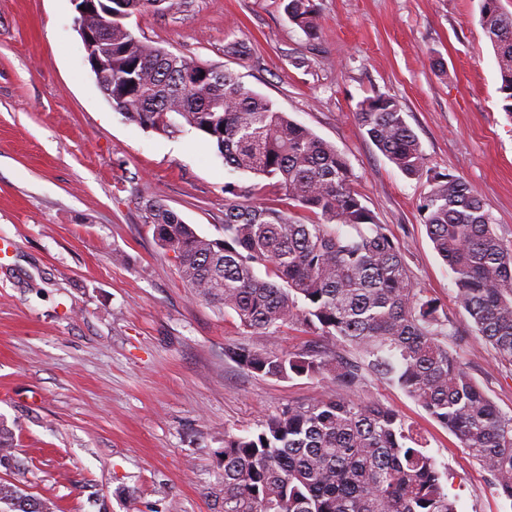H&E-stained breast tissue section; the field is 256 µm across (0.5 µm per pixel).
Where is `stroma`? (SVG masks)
Wrapping results in <instances>:
<instances>
[{
	"instance_id": "35a3bbf8",
	"label": "stroma",
	"mask_w": 512,
	"mask_h": 512,
	"mask_svg": "<svg viewBox=\"0 0 512 512\" xmlns=\"http://www.w3.org/2000/svg\"><path fill=\"white\" fill-rule=\"evenodd\" d=\"M307 41L284 0H184L147 10L132 31L175 54L235 72L349 162L362 203L393 234L414 281L438 299L448 346L512 414V367L471 335L420 205L426 180L403 175L367 137L357 104L395 98L432 171L462 177L512 245V118L479 0H315ZM72 0H0V422L14 459L0 483L50 512H220L224 435L255 430L329 382L254 376L237 343L292 353L334 340L299 325L251 334L196 298L153 237L144 201L160 197L200 235L219 237L235 185L256 203L280 193L232 170L195 132L163 135L113 110L85 60ZM245 43L244 56L226 52ZM358 398L398 411L449 473L459 512H512L458 439L374 375Z\"/></svg>"
}]
</instances>
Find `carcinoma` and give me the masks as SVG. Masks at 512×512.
<instances>
[{"instance_id":"cac0c4a2","label":"carcinoma","mask_w":512,"mask_h":512,"mask_svg":"<svg viewBox=\"0 0 512 512\" xmlns=\"http://www.w3.org/2000/svg\"><path fill=\"white\" fill-rule=\"evenodd\" d=\"M180 0H112V37L97 84L112 108L141 127L172 135L188 128L216 147L235 171L275 180L288 204L315 216L298 223L274 206L225 192L223 237L209 239L162 199L145 209L159 246L206 302L233 313L246 332L288 324L331 337L351 358L316 345L288 354L245 344L225 351L246 372L277 379L320 377L336 386L325 399L297 404L246 435L224 432L222 512H458L448 471L401 414L354 398L371 372L412 397L452 433L512 503V416L503 414L448 347L451 321L417 288L400 244L377 223L353 187L336 148L245 88L237 75L175 56L141 37L126 20ZM290 21L318 38L314 0H287ZM481 25L498 64L502 109L512 117V13L480 0ZM356 117L403 175L426 179L421 213L435 251L453 274L455 302L474 335L512 366V247L493 230L478 194L460 177L428 168L398 101L377 95ZM13 457L12 432L0 426V464ZM10 512L47 505L1 483Z\"/></svg>"}]
</instances>
